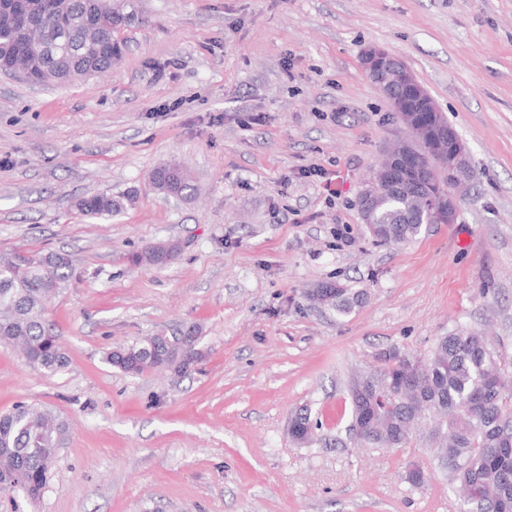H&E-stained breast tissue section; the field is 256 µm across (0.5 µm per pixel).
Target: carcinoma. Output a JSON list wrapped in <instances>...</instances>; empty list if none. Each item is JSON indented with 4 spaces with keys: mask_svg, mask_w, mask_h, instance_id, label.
I'll return each instance as SVG.
<instances>
[{
    "mask_svg": "<svg viewBox=\"0 0 512 512\" xmlns=\"http://www.w3.org/2000/svg\"><path fill=\"white\" fill-rule=\"evenodd\" d=\"M67 13L62 28L46 20L43 31L24 42L9 15L0 13V67L23 64L20 55L37 54L43 46L54 48L45 64L55 72V82L70 80L69 71L84 60L83 20L97 19L103 49L91 59L94 72L112 70L121 57L122 44L115 28L145 23L137 0H57ZM392 109L403 112L419 107L418 98L403 84L386 95ZM149 185L164 196L188 197L194 187L177 163L155 169ZM130 197L96 194L80 199L77 209L85 216L106 219L121 212ZM417 192L403 185L380 196L372 211L371 237L381 245L402 246L423 231L418 218ZM133 264L159 266L170 257L144 247L130 256ZM71 258L62 251L10 250L0 253V346L22 353L28 368L41 374L65 370L69 358L48 318L49 299L69 286ZM364 293L337 289L325 282L307 293L308 301L346 316L363 303ZM196 327L176 333H157L120 346L106 362L127 375L163 370L182 376L198 362ZM507 365L482 334L454 329L424 353L393 348L379 357L368 375L353 379L350 403L353 439L369 448H407L425 418H430L431 439L438 464L451 470L466 501L475 512H512V383ZM288 437L297 445L315 440L311 411L300 408L290 419ZM66 424L45 406L20 403L0 413V474L21 472L32 498L45 487L49 470L41 458L56 452ZM429 467L409 463L406 480L414 487L430 482Z\"/></svg>",
    "mask_w": 512,
    "mask_h": 512,
    "instance_id": "1",
    "label": "carcinoma"
}]
</instances>
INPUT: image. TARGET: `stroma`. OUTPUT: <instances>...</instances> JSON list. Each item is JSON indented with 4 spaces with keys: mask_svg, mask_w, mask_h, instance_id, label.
<instances>
[{
    "mask_svg": "<svg viewBox=\"0 0 512 512\" xmlns=\"http://www.w3.org/2000/svg\"><path fill=\"white\" fill-rule=\"evenodd\" d=\"M111 73L66 84L0 75V251H63L49 319L69 357L50 375L0 347V412L66 420L43 494L0 512H468L434 463L429 424L407 448L349 439L348 387L392 348L423 353L485 332L512 363V0H138ZM405 61L463 139L471 178L452 224L403 247L372 242L357 196L408 138L361 68L365 46ZM177 160L197 192L148 176ZM316 176H306L309 168ZM132 194L121 214L79 199ZM163 266L129 257L159 241ZM366 294L347 316L311 305L323 282ZM198 329L182 377L123 374L103 356ZM317 424L292 443L291 414ZM289 424L288 437L297 445H310L315 440L314 425L311 411L307 407L300 408L293 413Z\"/></svg>",
    "mask_w": 512,
    "mask_h": 512,
    "instance_id": "obj_1",
    "label": "stroma"
}]
</instances>
